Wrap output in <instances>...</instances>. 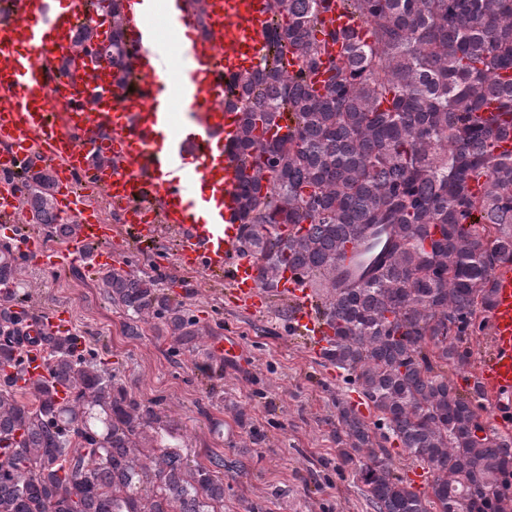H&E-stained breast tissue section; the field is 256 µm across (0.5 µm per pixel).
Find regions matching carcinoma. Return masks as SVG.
Returning a JSON list of instances; mask_svg holds the SVG:
<instances>
[{
    "instance_id": "cac0c4a2",
    "label": "carcinoma",
    "mask_w": 512,
    "mask_h": 512,
    "mask_svg": "<svg viewBox=\"0 0 512 512\" xmlns=\"http://www.w3.org/2000/svg\"><path fill=\"white\" fill-rule=\"evenodd\" d=\"M110 34L97 59L125 68L124 0H86ZM333 0H270L261 67L233 75L240 160L236 202L244 253L264 288L295 269L333 331L326 359L352 374L379 422L337 402L339 456L355 466L373 512H512V437L478 421L482 395L434 372L464 364L492 300L495 269L512 262V0H340L369 39L324 30ZM344 45L341 57L328 43ZM327 81L316 90L311 76ZM25 223L63 243L52 171L19 175ZM368 244L351 258L348 246ZM25 264L0 242V284ZM100 288L126 333L166 332L194 352L211 330L158 280L112 267ZM21 313L0 308V365L20 364ZM49 376L19 389L0 374V512H224V468L190 466L153 447L163 417L112 380L80 336L44 337ZM387 429L433 473L426 501L393 476Z\"/></svg>"
}]
</instances>
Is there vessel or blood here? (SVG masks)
Here are the masks:
<instances>
[{
  "instance_id": "b4317fda",
  "label": "vessel or blood",
  "mask_w": 512,
  "mask_h": 512,
  "mask_svg": "<svg viewBox=\"0 0 512 512\" xmlns=\"http://www.w3.org/2000/svg\"><path fill=\"white\" fill-rule=\"evenodd\" d=\"M125 11L126 64L135 87L118 81L108 63L73 52L83 0H13L0 21V177L32 161L51 167L58 184L60 216L79 231L63 248L48 249L18 237L13 219L20 193L0 191V236L17 240L31 264L61 268L84 263L91 272L109 269V243L120 227L103 223L89 189L103 190L113 210L154 239L172 231L180 239V266L224 275L245 307L263 310L268 296L258 265L243 251L235 193L238 163L227 151L238 130L236 113L221 106L219 75L260 66L272 21L268 0H206L205 32L182 45L190 26L186 0H135ZM325 25L366 38L364 23L333 8ZM184 109L185 135L169 134L172 114ZM493 302L484 315L488 354L474 381L486 414L498 428H512V264L493 276ZM277 291L288 297L291 324L321 355L332 330L319 314L313 292L295 271L282 274ZM70 328L66 312L25 323L28 338L17 385L46 376L35 337ZM215 353L239 361L246 351L236 338L213 341Z\"/></svg>"
}]
</instances>
